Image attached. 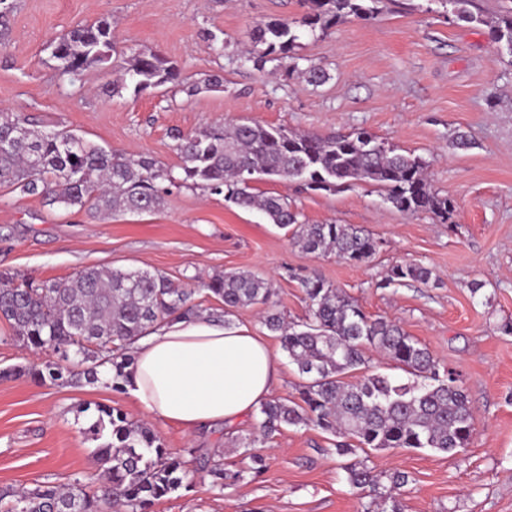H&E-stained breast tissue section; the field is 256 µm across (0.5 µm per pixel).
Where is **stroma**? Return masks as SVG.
Returning a JSON list of instances; mask_svg holds the SVG:
<instances>
[{"instance_id": "stroma-1", "label": "stroma", "mask_w": 512, "mask_h": 512, "mask_svg": "<svg viewBox=\"0 0 512 512\" xmlns=\"http://www.w3.org/2000/svg\"><path fill=\"white\" fill-rule=\"evenodd\" d=\"M305 12L301 0H13L0 46V109L152 156L177 178V135L217 124L256 121L321 135L365 128L426 162L432 188L454 202L448 222L405 214L367 184L326 192L255 182L257 192L289 197L305 223L352 224L373 234L378 253L356 264L305 253L261 213L190 183L170 187L159 211L109 219L0 185V272L52 282L91 267L140 268L215 308L218 299L204 289L209 278L250 270L271 280L267 308L290 321L306 317L301 281L316 275L367 315L400 321L468 392L475 426L458 453L397 448L341 456L321 429L285 426L256 445L266 459L261 475L223 489L197 478L192 490L169 494L152 512H369L374 495L353 488L345 471L356 459L378 475L381 493L393 474L406 476L402 512H512V334L503 331L512 323V55L499 50L487 26L459 20L440 0H378L370 18L302 35L293 54L300 70L321 64L329 75L323 84L287 74L274 60L246 61L257 25ZM103 18L118 55L158 53L177 65L182 84L108 96L102 88L121 81L119 69L61 74L53 42ZM215 35L222 50L211 47ZM215 74L221 87L186 93ZM460 134L470 148L454 147ZM405 262L431 269V280L384 286L387 268ZM475 282L480 290H472ZM261 310H238L234 321L262 336L280 365L272 398H296L303 380ZM12 334L0 320V487L68 484L94 471L98 443L85 429L100 406L147 424L171 456L188 458L194 448L240 469L236 443L255 434L259 412L190 435L148 415L128 391L113 390L109 367H99L95 383L34 380L30 368L57 356Z\"/></svg>"}]
</instances>
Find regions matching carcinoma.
<instances>
[{
	"instance_id": "cac0c4a2",
	"label": "carcinoma",
	"mask_w": 512,
	"mask_h": 512,
	"mask_svg": "<svg viewBox=\"0 0 512 512\" xmlns=\"http://www.w3.org/2000/svg\"><path fill=\"white\" fill-rule=\"evenodd\" d=\"M365 0H304L308 12L298 21H273L256 26L249 60L260 66L272 58L287 72L298 68L292 51L300 28L327 30L350 17H367ZM462 20L485 25L494 42L512 54V15L491 19L467 9L471 0H443ZM116 53L109 22L81 25L54 41L52 56L64 75L89 68H107ZM124 80L140 94L150 88L180 82V71L154 52H138L119 64ZM375 135L358 129L347 134L318 135L259 122L226 127L214 125L178 137L184 177L203 184L246 210L257 209L268 223L292 231L308 254L332 253L350 262H365L379 251V241L351 224H307L288 198L254 191V176L298 181L310 190L369 184L394 208L411 214H431L446 223L453 201L433 190L425 163L381 143L369 150ZM0 184L24 194L41 196L49 204L87 208L97 213L155 212L164 205L167 188L176 185L172 172L148 155L109 150L70 131L40 129L28 118L0 112ZM432 271L413 263L391 266L386 285L427 282ZM309 314L287 322L269 312L264 326L277 336L281 349L307 378L299 397L270 400L260 406V435L271 438L284 426L313 425L337 438L336 451L429 448L451 453L467 447L475 425L468 395L453 374L440 377L429 350L396 321L367 315L357 301L322 278L301 282ZM207 291L221 306L203 309L191 301L194 290L180 288L158 272L140 269L87 268L67 281L20 282L0 273V319L14 338L33 348L51 347L69 365L36 368L39 380L56 383L69 374L98 381L97 367L110 365L112 388L124 389L133 363L136 340L177 320L202 316L232 325L230 316L242 308L266 305L271 283L251 271L214 275ZM388 356L413 380L399 382L370 372L352 382L348 374L367 363L366 352ZM87 428L93 436H109L95 451L101 471L66 486L38 484L16 490L0 487V512H150L155 502L192 488L195 473L222 488L243 478L240 470L224 468L221 460L201 454L189 460L169 455L150 428L128 419L118 408H97ZM256 439L238 441V448L259 475L265 459L252 453ZM355 489H376L379 480L357 460L346 467Z\"/></svg>"
}]
</instances>
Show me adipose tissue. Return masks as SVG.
Returning a JSON list of instances; mask_svg holds the SVG:
<instances>
[{"label": "adipose tissue", "instance_id": "obj_1", "mask_svg": "<svg viewBox=\"0 0 512 512\" xmlns=\"http://www.w3.org/2000/svg\"><path fill=\"white\" fill-rule=\"evenodd\" d=\"M279 377L248 326L177 321L138 340L129 389L152 416L193 432L235 424L267 400Z\"/></svg>", "mask_w": 512, "mask_h": 512}]
</instances>
